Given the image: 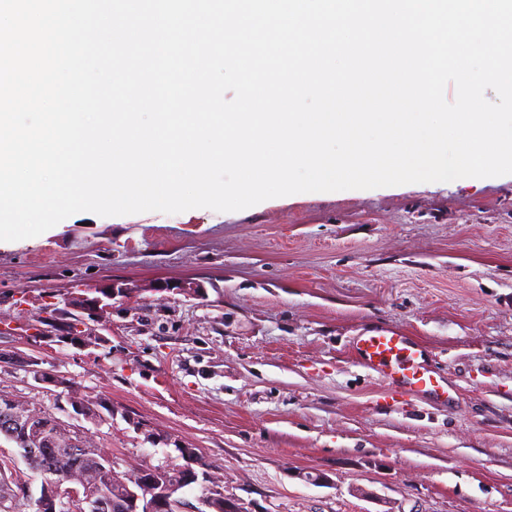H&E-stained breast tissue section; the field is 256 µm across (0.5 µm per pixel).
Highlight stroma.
<instances>
[{"label":"stroma","instance_id":"stroma-1","mask_svg":"<svg viewBox=\"0 0 512 512\" xmlns=\"http://www.w3.org/2000/svg\"><path fill=\"white\" fill-rule=\"evenodd\" d=\"M111 282L128 292L106 311L69 306ZM73 316L102 344L47 340ZM380 326L428 347L447 401L403 400L357 362L353 337ZM27 358L111 416H75ZM0 393L120 474L197 449L249 512H512V175L81 212L0 242ZM0 481V512H36L41 478L3 438Z\"/></svg>","mask_w":512,"mask_h":512}]
</instances>
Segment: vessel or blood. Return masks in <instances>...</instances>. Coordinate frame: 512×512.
I'll return each mask as SVG.
<instances>
[{"instance_id":"b4317fda","label":"vessel or blood","mask_w":512,"mask_h":512,"mask_svg":"<svg viewBox=\"0 0 512 512\" xmlns=\"http://www.w3.org/2000/svg\"><path fill=\"white\" fill-rule=\"evenodd\" d=\"M352 347L361 365L400 396L414 401L447 398V378L436 370L429 351L411 337L376 328L354 337Z\"/></svg>"}]
</instances>
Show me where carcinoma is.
<instances>
[{
	"mask_svg": "<svg viewBox=\"0 0 512 512\" xmlns=\"http://www.w3.org/2000/svg\"><path fill=\"white\" fill-rule=\"evenodd\" d=\"M87 333L73 325L59 330L57 340L77 345L86 339ZM71 407H80L81 416L91 422H100L104 412H112L108 402L99 397L92 398L83 393L76 382H70ZM12 404L26 414L29 425H21L10 438L24 454L32 449V454L24 461L29 469L42 476L43 481L52 483L64 480L71 483L79 497L71 500V505L62 512H82L80 502L88 497L96 504V512H133L132 488L139 482L149 484L152 499L158 506L157 512H177L183 490L195 483L202 487L198 512H224L223 480L203 469L197 473L198 480L188 479V468L198 463V453L194 448L177 445L176 450L187 460L182 466L168 469L139 470L132 474L120 475L112 467L110 459L98 449L85 443L84 436L67 428L51 413L31 409L25 404L5 395H0V406Z\"/></svg>",
	"mask_w": 512,
	"mask_h": 512,
	"instance_id": "obj_1",
	"label": "carcinoma"
}]
</instances>
